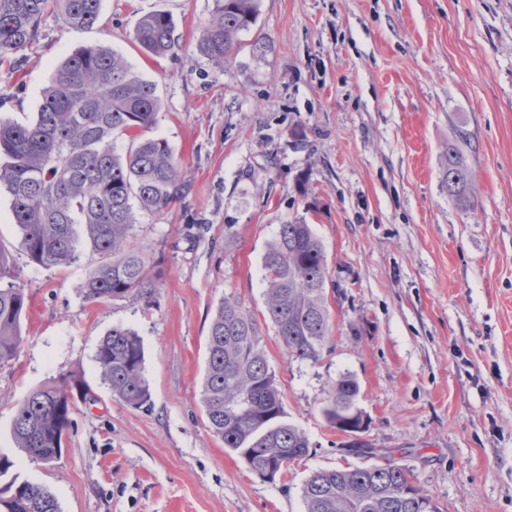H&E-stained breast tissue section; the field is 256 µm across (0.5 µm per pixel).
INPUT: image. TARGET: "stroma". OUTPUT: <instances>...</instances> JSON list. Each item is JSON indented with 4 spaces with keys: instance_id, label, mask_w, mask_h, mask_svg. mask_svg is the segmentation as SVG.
I'll return each instance as SVG.
<instances>
[{
    "instance_id": "stroma-1",
    "label": "stroma",
    "mask_w": 512,
    "mask_h": 512,
    "mask_svg": "<svg viewBox=\"0 0 512 512\" xmlns=\"http://www.w3.org/2000/svg\"><path fill=\"white\" fill-rule=\"evenodd\" d=\"M169 12L178 44L144 58L138 19ZM213 0H102L80 30L56 13L0 63V120L28 122L56 66L104 46L157 87L150 134L182 164L189 195L137 212L150 299H84L100 257L65 268L16 250L0 191V251L29 306L17 357L0 368V452L61 512H304L312 471L360 466L353 441L387 451L442 512H512V0H259L239 55L196 48ZM271 45L252 56L255 37ZM473 173L463 210L443 183L449 142ZM314 224L333 319L320 361L289 356L265 312L262 261L280 225ZM259 323L291 423L310 454L275 481L248 471L208 428L201 403L216 306ZM145 349L149 407L103 384L94 359L112 326ZM90 387L62 455L31 460L11 437L17 403L60 375ZM352 374L370 425L336 431L322 406Z\"/></svg>"
}]
</instances>
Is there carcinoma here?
Returning a JSON list of instances; mask_svg holds the SVG:
<instances>
[{"mask_svg":"<svg viewBox=\"0 0 512 512\" xmlns=\"http://www.w3.org/2000/svg\"><path fill=\"white\" fill-rule=\"evenodd\" d=\"M100 9L101 0H0V61L36 39L48 11L70 27L88 29ZM257 17L258 0H214L198 51L224 64L241 51L240 34L250 31ZM174 30L172 15L156 10L138 20L134 39L145 58L163 57L175 48ZM160 109L154 83L121 55L96 46L59 64L33 121H0V156L6 158L0 163V187L11 196L16 249L36 265L65 267L78 259V243L84 240L101 256L81 285L91 303L148 294L147 258L131 241L134 208L158 212L190 192L168 143L146 135ZM119 137L128 140L123 153L114 147ZM444 179L449 196L465 208L472 205L470 172L452 143ZM325 270L314 225H280L263 257L265 310L297 360L319 361L332 336ZM26 306L23 288L0 284V366L16 357ZM95 361L113 395L135 408L150 406L144 348L134 330L113 326L100 339ZM360 392L354 376L336 380L322 408L330 427L347 435L365 430ZM77 395L86 398L87 386L74 375L29 393L12 421L16 447L40 462L60 456ZM201 403L210 431L263 479L270 466L283 472L309 453L307 436L287 420L257 321L230 297L211 321ZM353 446L376 462L312 472L302 487L305 512H421L420 499L428 494L405 468L361 442ZM7 490L0 512H60L56 497L42 485L14 479Z\"/></svg>","mask_w":512,"mask_h":512,"instance_id":"1","label":"carcinoma"}]
</instances>
